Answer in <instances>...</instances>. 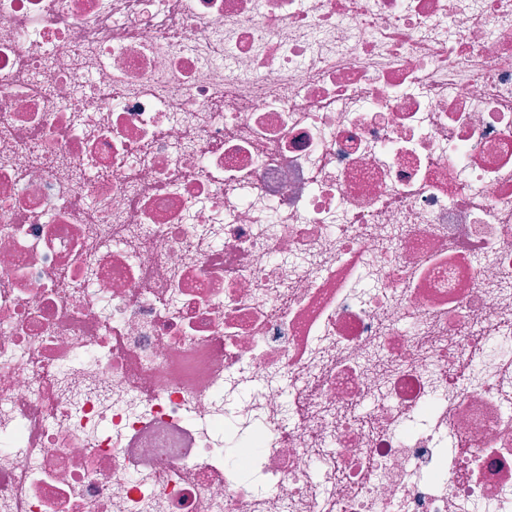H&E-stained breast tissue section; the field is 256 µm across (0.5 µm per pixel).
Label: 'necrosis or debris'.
I'll return each mask as SVG.
<instances>
[{"label":"necrosis or debris","instance_id":"1","mask_svg":"<svg viewBox=\"0 0 512 512\" xmlns=\"http://www.w3.org/2000/svg\"><path fill=\"white\" fill-rule=\"evenodd\" d=\"M0 512H512V0H0Z\"/></svg>","mask_w":512,"mask_h":512}]
</instances>
